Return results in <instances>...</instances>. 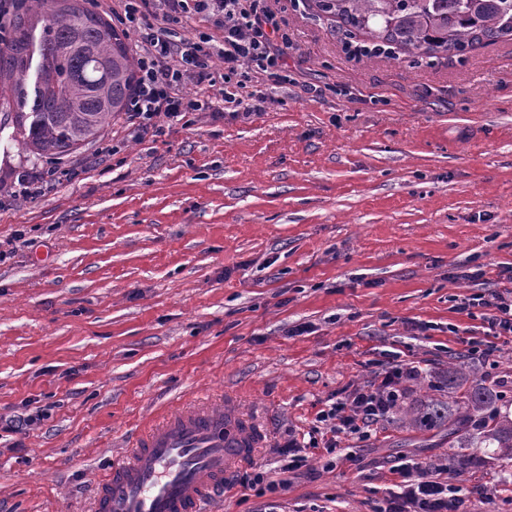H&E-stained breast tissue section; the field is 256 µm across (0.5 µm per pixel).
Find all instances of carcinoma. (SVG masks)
Returning a JSON list of instances; mask_svg holds the SVG:
<instances>
[{"mask_svg": "<svg viewBox=\"0 0 512 512\" xmlns=\"http://www.w3.org/2000/svg\"><path fill=\"white\" fill-rule=\"evenodd\" d=\"M352 35H361L392 56H461L468 49L512 41V0H316ZM39 56L32 87L26 76ZM0 99L12 102L25 148L37 155L76 151L95 140L112 117L127 110L135 65L127 43L102 17L76 0H30L19 14L10 45L0 49ZM448 401L397 407L412 427L448 428L453 465L465 469L467 448L512 463V415L501 413L496 386L463 362H448L441 378Z\"/></svg>", "mask_w": 512, "mask_h": 512, "instance_id": "obj_1", "label": "carcinoma"}]
</instances>
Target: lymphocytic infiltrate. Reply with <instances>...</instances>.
<instances>
[{"label": "lymphocytic infiltrate", "mask_w": 512, "mask_h": 512, "mask_svg": "<svg viewBox=\"0 0 512 512\" xmlns=\"http://www.w3.org/2000/svg\"><path fill=\"white\" fill-rule=\"evenodd\" d=\"M150 8L168 15L192 10L219 22L224 29V47L216 55L224 62L221 96L225 108L242 107L249 113L265 110L268 96L250 89L238 73L244 68L261 73L286 66L288 33L271 0H125L124 19L134 22L140 11ZM212 55L198 42L173 43L164 27L146 34L137 60L140 77L130 100L131 120L144 129L157 116L180 122L197 111L198 100L185 95L183 87L189 80H212ZM467 306L482 310L490 336L512 335V299L478 294ZM420 373L414 361L396 359L380 382L335 397L319 415L325 424L327 452H335L340 436L366 435L370 426L389 417L402 401L406 383ZM392 472L397 480L376 512H468L472 497L489 500L498 492L494 486L466 484L453 474L440 479L433 468L420 462L401 461Z\"/></svg>", "instance_id": "f902f5d3"}]
</instances>
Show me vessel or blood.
<instances>
[{"label": "vessel or blood", "instance_id": "1", "mask_svg": "<svg viewBox=\"0 0 512 512\" xmlns=\"http://www.w3.org/2000/svg\"><path fill=\"white\" fill-rule=\"evenodd\" d=\"M257 441L231 403L170 413L97 482L92 512H202Z\"/></svg>", "mask_w": 512, "mask_h": 512}]
</instances>
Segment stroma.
Listing matches in <instances>:
<instances>
[{
    "instance_id": "obj_1",
    "label": "stroma",
    "mask_w": 512,
    "mask_h": 512,
    "mask_svg": "<svg viewBox=\"0 0 512 512\" xmlns=\"http://www.w3.org/2000/svg\"><path fill=\"white\" fill-rule=\"evenodd\" d=\"M286 74L252 83L266 111L226 112L218 87L183 125L139 134L119 113L59 156L19 148L0 109V512H91L98 478L149 424L196 399L235 401L266 442L244 471L279 469L331 395L381 381L390 353L435 381L486 324L477 293L512 295V41L465 56H347L349 36L312 0H277ZM175 38L224 45L196 13ZM54 171L35 195L17 177ZM482 267L480 280L468 279ZM479 377L512 412V337ZM444 429L391 417L285 473L279 512H374L395 461L438 466ZM470 512H512V469Z\"/></svg>"
}]
</instances>
